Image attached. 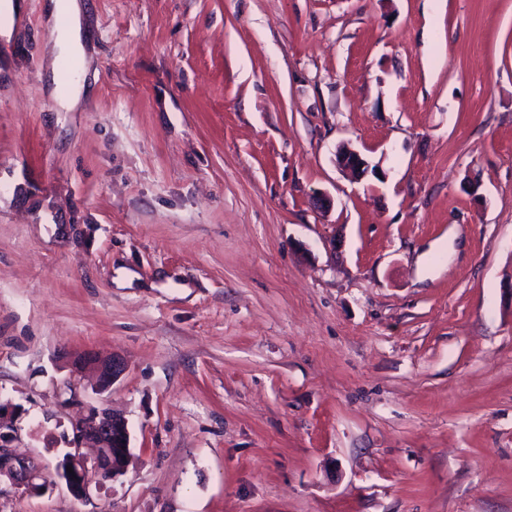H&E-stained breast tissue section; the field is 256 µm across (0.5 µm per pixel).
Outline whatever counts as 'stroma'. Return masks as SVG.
I'll return each instance as SVG.
<instances>
[{
	"label": "stroma",
	"mask_w": 512,
	"mask_h": 512,
	"mask_svg": "<svg viewBox=\"0 0 512 512\" xmlns=\"http://www.w3.org/2000/svg\"><path fill=\"white\" fill-rule=\"evenodd\" d=\"M23 3L0 399L53 471L119 356L132 458L0 512H512V0H84L74 112ZM125 367L123 362L116 357L98 365V394L106 391L122 375Z\"/></svg>",
	"instance_id": "1"
}]
</instances>
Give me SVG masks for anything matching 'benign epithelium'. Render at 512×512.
Instances as JSON below:
<instances>
[{
  "instance_id": "obj_1",
  "label": "benign epithelium",
  "mask_w": 512,
  "mask_h": 512,
  "mask_svg": "<svg viewBox=\"0 0 512 512\" xmlns=\"http://www.w3.org/2000/svg\"><path fill=\"white\" fill-rule=\"evenodd\" d=\"M337 161L352 172L365 171L366 161L348 146L339 147ZM124 370L123 362L116 357L99 364L97 392L106 391ZM83 396L84 391L73 380L57 388V397L65 406L82 401ZM17 414L18 407L0 402V483L21 488L30 496H41L61 481L71 495L83 500L91 497L92 489L124 475L130 454V431L124 416L103 405H92L85 414L70 419L64 431L66 448L56 463V479L51 480L34 458L16 454L13 442L18 433Z\"/></svg>"
}]
</instances>
